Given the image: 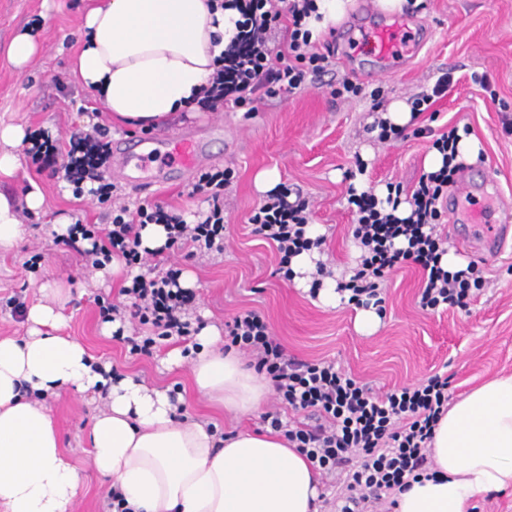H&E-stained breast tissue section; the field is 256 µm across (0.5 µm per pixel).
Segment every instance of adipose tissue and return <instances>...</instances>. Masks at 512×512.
Listing matches in <instances>:
<instances>
[{
  "instance_id": "obj_1",
  "label": "adipose tissue",
  "mask_w": 512,
  "mask_h": 512,
  "mask_svg": "<svg viewBox=\"0 0 512 512\" xmlns=\"http://www.w3.org/2000/svg\"><path fill=\"white\" fill-rule=\"evenodd\" d=\"M222 0H90L77 80L118 120L158 129L196 108L237 29ZM38 303L26 333L0 339V512H72L84 476L63 451L43 401L73 388L105 393L90 434L92 468L132 512H319L318 473L282 436L225 437L176 419L168 390L101 373L85 346L57 335ZM197 390L233 414L258 411L266 377L216 329L198 335ZM438 474L397 494L395 512H468L480 494L512 489V375L452 404L432 442Z\"/></svg>"
}]
</instances>
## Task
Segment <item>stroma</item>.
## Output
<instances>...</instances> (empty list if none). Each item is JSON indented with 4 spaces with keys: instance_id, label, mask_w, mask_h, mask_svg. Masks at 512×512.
<instances>
[{
    "instance_id": "35a3bbf8",
    "label": "stroma",
    "mask_w": 512,
    "mask_h": 512,
    "mask_svg": "<svg viewBox=\"0 0 512 512\" xmlns=\"http://www.w3.org/2000/svg\"><path fill=\"white\" fill-rule=\"evenodd\" d=\"M410 15L433 30L431 40L398 74L367 79L359 63H336L322 80L294 93H283L241 106L225 101L211 112L197 108L164 127L167 135L218 125L222 134L207 139V160L201 171L220 169L224 187V252L215 257L157 258L158 272L180 270L181 287L196 294L194 313L204 324L223 328L234 316L253 311L269 324L289 355L302 360L336 361L374 390L387 392L447 377L450 400H458L479 384L512 373V240L498 252L478 256L461 236L452 234L448 215L438 220L442 247L464 261H477L485 283L474 291L467 309L422 307V272L413 265L387 277L384 309L378 329L357 331L358 307L339 294L335 305H324L309 285H296L279 269L280 257L252 232L250 219L266 200L257 176L276 170L279 185L298 192L310 205L311 223L321 225L325 242L319 251L336 281H347L361 249L352 236L355 216L347 204V189L380 193L388 185L412 189L428 170L434 139L449 128H468L480 151L464 169L473 177L497 181L502 194L499 222L512 225V134L503 118L512 119V0H410ZM89 0H0V122L19 124L27 132L42 131L50 139L68 140L71 132L100 124L110 138L135 136L136 127L103 112L92 94L72 72L80 51V30ZM36 33L38 52L25 72L7 58V47L20 30ZM451 73L447 95L404 125L398 138L379 141L371 126L374 100L389 104L411 100L432 88L442 73ZM487 75L497 100L473 81ZM360 84L357 97L336 96L341 79ZM20 168L0 192L18 205L27 234L11 252L0 254V338L25 333L24 319L15 315L10 298L25 306L44 301L42 285L63 288L60 304L63 334L80 339L96 361L118 373L138 376L148 386L178 388L186 413L229 433L262 430L259 416L235 419L195 390L189 365L170 369L169 351L181 348L177 339L158 341L152 355H133L114 340L100 315L99 302L119 300L125 275L99 273L78 262L75 252L55 242L58 218L104 224L111 203L96 197H74L64 179L40 172V164L17 149ZM44 197L39 213L24 209L31 184ZM116 201L129 207L158 203L174 209L187 222L207 211L205 196L189 198L185 182L165 183L154 193L136 184L116 183ZM115 201V202H116ZM40 255L36 272L25 263ZM46 406L62 446L84 475L73 512H108L109 483L91 468L89 437L98 404L70 390L47 400Z\"/></svg>"
}]
</instances>
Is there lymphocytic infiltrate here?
I'll return each mask as SVG.
<instances>
[{
  "label": "lymphocytic infiltrate",
  "mask_w": 512,
  "mask_h": 512,
  "mask_svg": "<svg viewBox=\"0 0 512 512\" xmlns=\"http://www.w3.org/2000/svg\"><path fill=\"white\" fill-rule=\"evenodd\" d=\"M313 9V0H248L237 20L238 29L248 32L251 41L240 54L226 55L223 64L199 101L201 108L217 110L225 99L241 105L283 91H293L307 79L326 73L333 51H313L302 20ZM456 130H449L434 143L443 156L442 167L424 175L409 195L411 210L399 217V196L378 199L375 194L348 189L347 202L354 206L357 222L352 229L362 255L348 281L339 291L348 293L356 306L382 305L380 284L386 274L404 264L422 271L421 304L426 308H466L472 284L482 281L476 263L451 273L440 259L442 240L434 222L441 199L456 183ZM65 179L74 196H82L84 181L96 182L93 194L99 202L113 196L115 185L106 174L112 153L107 130L93 125L90 133L72 134L69 140ZM206 195L210 210L190 224L159 204L142 205L136 211L120 207L110 224H73L62 242L77 249L85 263L99 269L113 256L133 265L152 259V251L141 246L142 228L163 225L166 249L188 250L190 255L224 249V174H201L187 187L188 197ZM308 204L289 200L287 193L269 195L252 217L253 232L273 242L282 262L302 252L320 247L323 237L306 234ZM87 248H80V241ZM177 270L164 276L133 278L120 293L131 301V316L138 320V335L127 338L131 353L151 354L157 340L186 337L191 324L184 310L193 295L180 287ZM229 347L254 359L257 371L270 377L278 411L262 414V422L281 432L290 447L305 456L322 476L340 484L330 505L336 512H379L380 506L410 482L427 476L431 462L433 429L448 409L447 378L435 375L425 383L381 394L369 388L327 360L305 361L289 356L266 321L255 312L235 316L227 325ZM295 418L283 421L281 409ZM306 420H297V413Z\"/></svg>",
  "instance_id": "f902f5d3"
}]
</instances>
